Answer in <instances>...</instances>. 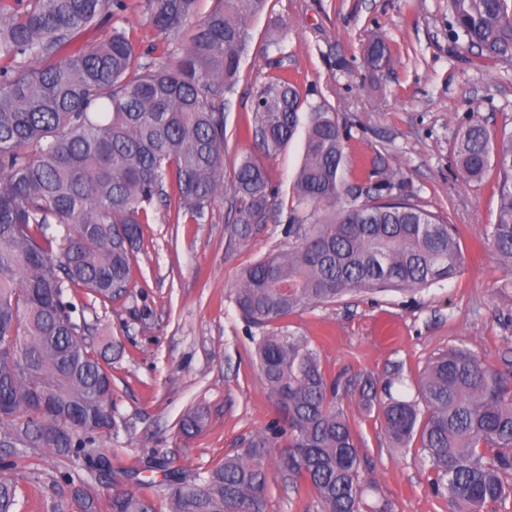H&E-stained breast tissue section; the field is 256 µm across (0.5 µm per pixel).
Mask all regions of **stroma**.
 I'll return each instance as SVG.
<instances>
[{
    "label": "stroma",
    "mask_w": 512,
    "mask_h": 512,
    "mask_svg": "<svg viewBox=\"0 0 512 512\" xmlns=\"http://www.w3.org/2000/svg\"><path fill=\"white\" fill-rule=\"evenodd\" d=\"M451 22L448 0H269L251 18V48L225 112L224 171L246 156L261 161L277 189L275 214L242 241L231 197L217 199L198 223L157 207L142 227L126 295L88 302L85 312L90 339L121 345L108 356L115 424L96 445L115 471H139L138 492L151 493L172 470L209 471L277 416L255 358L262 330L242 318L233 292L247 267L290 244L286 220L304 136L267 157L246 133L256 89L285 74L306 105L336 113L347 186L407 196L459 231L458 276L418 292L350 293L278 322L338 384L361 458L363 512H453L431 487L435 472L423 450L393 447L377 411L359 405L367 378L414 398L428 361L454 347L493 365L512 358V286L483 241L497 215L496 174L463 181L450 150L469 120L493 133L512 122V64L481 62L452 36ZM379 36L392 62L375 70L366 46ZM197 407L207 423L184 434L180 423ZM23 463L16 512H54L68 498L62 472L86 476L39 449L24 450ZM267 512H320V505L306 483L287 485L275 474Z\"/></svg>",
    "instance_id": "stroma-1"
}]
</instances>
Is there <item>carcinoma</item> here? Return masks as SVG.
I'll return each instance as SVG.
<instances>
[{
	"instance_id": "1",
	"label": "carcinoma",
	"mask_w": 512,
	"mask_h": 512,
	"mask_svg": "<svg viewBox=\"0 0 512 512\" xmlns=\"http://www.w3.org/2000/svg\"><path fill=\"white\" fill-rule=\"evenodd\" d=\"M198 0H137L166 41L141 49L133 31L89 38L127 0H0V432L21 448H45L113 476L95 448L109 432L112 374L106 351L88 339L78 291L111 301L127 291L131 259L148 210L175 204L199 222L224 192V107L250 46L248 23L268 0H215L191 22ZM455 39L484 61L512 59V0H448ZM381 68L391 50L367 46ZM308 111L304 156L288 216L295 245L244 270L234 302L264 329L256 356L280 418L203 479L174 470L157 496L168 512H266L269 476L306 482L322 512H361V459L336 381L312 350L271 323L350 292L414 291L463 269L454 227L390 195L342 204L345 153L336 113L304 108L295 85L271 78L254 95L251 135L268 156L295 136ZM467 182L498 178L496 222L485 236L512 275V128L493 136L479 121L453 143ZM229 189L235 231L266 219L275 189L265 166L246 157ZM63 228L56 236L52 225ZM361 405L378 408L389 441L413 443L435 470L436 492L456 512H484L512 498V360L489 364L463 348L434 357L417 397H377L361 384ZM206 412L181 422L202 430ZM279 449L271 455L270 449ZM77 512H157L154 498L116 490L101 506L88 483L68 475ZM17 482L0 478V512H15Z\"/></svg>"
}]
</instances>
